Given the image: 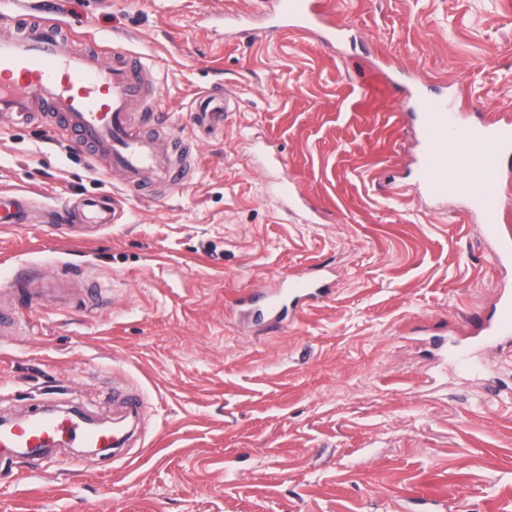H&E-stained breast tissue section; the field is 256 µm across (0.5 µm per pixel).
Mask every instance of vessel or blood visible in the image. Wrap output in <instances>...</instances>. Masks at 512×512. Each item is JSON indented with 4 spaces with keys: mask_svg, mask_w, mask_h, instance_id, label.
Segmentation results:
<instances>
[{
    "mask_svg": "<svg viewBox=\"0 0 512 512\" xmlns=\"http://www.w3.org/2000/svg\"><path fill=\"white\" fill-rule=\"evenodd\" d=\"M11 4L10 11H0V25L11 30L0 37V112L23 120L40 112L59 119L62 132L105 159L108 171L119 173L135 189L180 182L182 169L173 161L166 140L144 130L157 111L148 65L127 54L117 38L67 49L70 33L65 25L52 18L21 19L19 11L26 8V0ZM268 8V33L305 31L331 47L341 36L325 0H270ZM411 99L422 190L435 199L466 195L481 217L483 235L498 245L497 262L512 260V236L503 231L499 168L500 157L512 152V124L465 126L449 113L445 99L424 92L412 94ZM228 110L226 98L204 92L192 111L193 123L208 133L219 131ZM66 218L80 224H115L121 213L105 197L89 196L68 206ZM329 291L320 275H284L267 308L279 320L323 301ZM73 296L68 283L54 278L12 276L0 289V329L10 336L20 333L16 304L37 299L60 306ZM477 339L488 344L512 341V291H501L492 317L480 321ZM62 439L75 448L104 447L110 442L108 434L88 427L80 417L47 408L0 430V452L41 448L47 441Z\"/></svg>",
    "mask_w": 512,
    "mask_h": 512,
    "instance_id": "vessel-or-blood-1",
    "label": "vessel or blood"
}]
</instances>
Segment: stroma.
<instances>
[{"label":"stroma","mask_w":512,"mask_h":512,"mask_svg":"<svg viewBox=\"0 0 512 512\" xmlns=\"http://www.w3.org/2000/svg\"><path fill=\"white\" fill-rule=\"evenodd\" d=\"M256 2L52 0L74 46L120 34L149 63L191 170L136 191L46 126L0 119V191L35 197L32 220L0 227V282L87 270L106 289L21 307L22 333L0 338V416H106L116 385L144 403L120 453L0 459V512H416L422 490L512 512V343L448 360L512 265L464 198L422 192L392 95L443 88L461 122H512V0H330L332 48L225 28ZM216 85L233 108L206 134L190 112ZM263 145L303 206L276 194ZM102 194L121 223L49 219ZM314 265L333 292L283 327L236 306Z\"/></svg>","instance_id":"35a3bbf8"}]
</instances>
